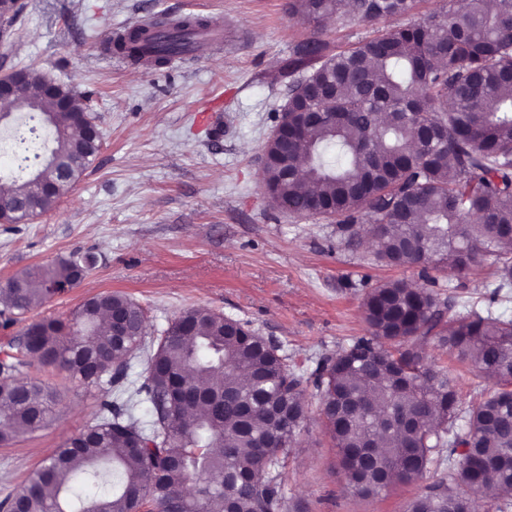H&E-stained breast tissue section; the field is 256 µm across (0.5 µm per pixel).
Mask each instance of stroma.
<instances>
[{"instance_id":"obj_1","label":"stroma","mask_w":512,"mask_h":512,"mask_svg":"<svg viewBox=\"0 0 512 512\" xmlns=\"http://www.w3.org/2000/svg\"><path fill=\"white\" fill-rule=\"evenodd\" d=\"M443 0H418L410 13L378 25L337 15L324 37L346 47L376 27L417 21ZM285 0H26L0 62L91 93L102 147L74 187L46 212L22 224H0V285L15 273L61 256L94 255L77 286L0 326V356L16 354L33 321L68 315L85 299L120 291L139 302L156 341L181 312L207 308L246 322L308 375L319 357L366 335L362 301L376 283L403 279L452 297L455 317L469 310L512 318V292L490 299L494 267L484 259L465 274L377 264L368 247L338 244L336 227L274 206L260 182L262 148L287 101L278 71L314 26L289 17ZM152 12L218 20L221 45L200 47L177 66L132 65L110 51L113 30ZM224 127L199 114L216 96ZM28 378L52 383L57 417L0 445V504L26 485L55 448L95 425L108 385L79 380L31 362ZM308 419L288 450L282 473L285 512H408L410 502L442 477L431 470L378 497L348 490L328 437L315 389L305 394Z\"/></svg>"}]
</instances>
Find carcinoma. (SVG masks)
Returning <instances> with one entry per match:
<instances>
[{
  "label": "carcinoma",
  "instance_id": "obj_1",
  "mask_svg": "<svg viewBox=\"0 0 512 512\" xmlns=\"http://www.w3.org/2000/svg\"><path fill=\"white\" fill-rule=\"evenodd\" d=\"M448 0L419 22L374 34L349 47L321 38L322 21L342 14L372 23L411 11L416 0H287L286 13L315 25L286 60L288 155L272 137L262 185L301 217L336 224V238L355 251L360 223L379 225L375 261L396 267L471 270L495 257L496 298L512 289V0ZM162 41L133 29L115 45L135 64L153 67L194 51L210 26L180 18ZM308 112H342L334 125ZM49 153L21 134L37 163L19 167L0 196V219H21L16 206L33 199L32 181L55 174L54 198L69 191L101 149L100 135L76 129L71 113L45 112ZM24 157V160L31 159ZM92 265L72 255L30 266L8 279L0 324L8 326L65 288ZM369 335L317 362L320 415L340 457L346 485L364 497L393 483L422 479L448 459V479L414 499L409 512H470L468 492L496 481L497 512L512 505V319L472 312L445 316L439 293L402 280L365 293ZM134 333V347L112 371V312ZM144 308L107 292L64 319L31 323L21 356L0 362V443L33 433L55 416V392L20 377L32 358L87 386L107 383L116 400L103 404L96 433L83 430L45 460L23 488L26 512H134L149 502L159 512H283L280 469L307 418L302 376L288 373L279 347L250 328L206 308L182 312L147 356L140 386L121 385L145 349ZM493 380L463 407L454 378L426 350L429 343ZM216 392L201 406L177 400L180 388ZM147 402L145 426L135 406ZM142 442L134 451L131 443ZM110 464L108 495L79 507L62 494L76 475L100 477Z\"/></svg>",
  "mask_w": 512,
  "mask_h": 512
}]
</instances>
